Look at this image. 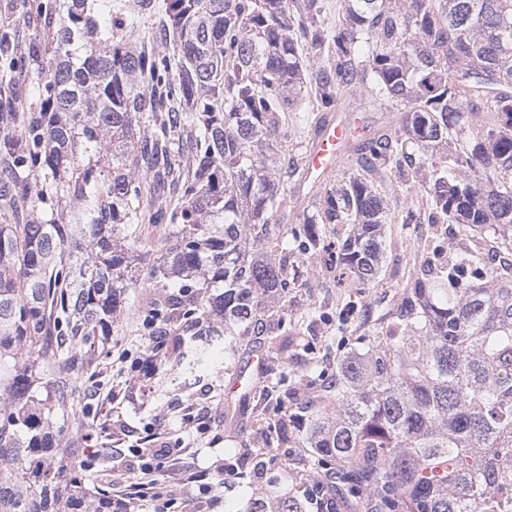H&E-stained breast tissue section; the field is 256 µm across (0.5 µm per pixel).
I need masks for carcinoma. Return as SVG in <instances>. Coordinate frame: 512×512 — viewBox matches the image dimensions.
I'll return each instance as SVG.
<instances>
[{
    "label": "carcinoma",
    "instance_id": "1",
    "mask_svg": "<svg viewBox=\"0 0 512 512\" xmlns=\"http://www.w3.org/2000/svg\"><path fill=\"white\" fill-rule=\"evenodd\" d=\"M21 0L0 19V65L34 101L0 106V512H116L68 470L74 389L150 266L154 353L186 376L226 336L270 334L267 392L299 326L269 331L266 297L299 287L297 259L336 285L379 281L385 224H512V0ZM401 108L352 146L353 171L297 209L305 160L340 99ZM421 192L392 213L381 185ZM325 395L271 411L303 498L246 512H512V252L436 238ZM220 288L219 294L211 289Z\"/></svg>",
    "mask_w": 512,
    "mask_h": 512
}]
</instances>
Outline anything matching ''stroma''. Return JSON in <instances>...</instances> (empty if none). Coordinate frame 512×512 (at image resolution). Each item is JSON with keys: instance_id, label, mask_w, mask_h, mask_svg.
Here are the masks:
<instances>
[{"instance_id": "1", "label": "stroma", "mask_w": 512, "mask_h": 512, "mask_svg": "<svg viewBox=\"0 0 512 512\" xmlns=\"http://www.w3.org/2000/svg\"><path fill=\"white\" fill-rule=\"evenodd\" d=\"M398 115L397 108L376 98L359 107L343 99L333 119L339 124L364 125L373 131ZM412 237L409 225H386L383 287L345 299L334 274L320 267L288 299L269 302L270 311L291 316L301 315L310 305L322 307L325 313L324 319L314 321L307 333L310 342L321 346L316 360L299 356L289 362V371L300 374L313 363L335 368L356 348L355 337L338 340L337 327L356 325L362 309L386 308L394 293L406 287L404 247ZM149 294L146 288L130 289L117 315L109 354L99 373H78L71 378L74 406L65 435L77 462L75 475L108 491L125 487L140 477L135 447L147 448L161 439L186 449L159 481L170 497L188 502L191 512H209V508L198 488L181 483L180 472L184 469L208 473L214 494L221 498V512H243L249 499L293 489L295 480L280 462L256 469V451L264 449L278 460L287 454L299 457L307 453L305 442L296 441L287 450L279 448L266 429L262 405L229 391L242 362L248 358L246 349L252 344V337H235L225 351L218 353L216 368L197 380H186L173 363L162 373L137 369V362L147 359L150 353L149 340L142 332L143 300Z\"/></svg>"}]
</instances>
